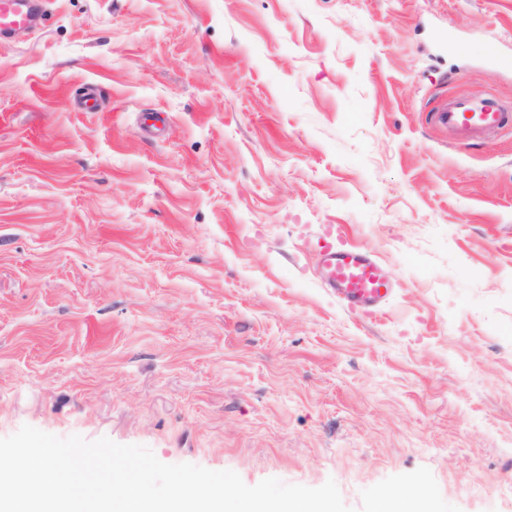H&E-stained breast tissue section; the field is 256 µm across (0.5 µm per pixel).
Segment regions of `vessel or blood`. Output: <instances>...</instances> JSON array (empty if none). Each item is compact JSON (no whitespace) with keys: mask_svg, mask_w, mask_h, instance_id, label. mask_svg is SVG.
<instances>
[{"mask_svg":"<svg viewBox=\"0 0 512 512\" xmlns=\"http://www.w3.org/2000/svg\"><path fill=\"white\" fill-rule=\"evenodd\" d=\"M40 2L0 0V39L36 29ZM432 118L459 145L512 130V111L491 94L449 97L434 110ZM321 268L322 285L335 289L348 307L370 313L392 294V284L379 261L356 246L327 245L321 254Z\"/></svg>","mask_w":512,"mask_h":512,"instance_id":"vessel-or-blood-1","label":"vessel or blood"}]
</instances>
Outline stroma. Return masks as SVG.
<instances>
[{
  "label": "stroma",
  "instance_id": "35a3bbf8",
  "mask_svg": "<svg viewBox=\"0 0 512 512\" xmlns=\"http://www.w3.org/2000/svg\"><path fill=\"white\" fill-rule=\"evenodd\" d=\"M45 8L0 43V438L331 479L354 512L425 467L512 512V134L429 121L512 106V0ZM328 242L383 265L374 313L320 284ZM432 118L458 145L512 130V113L492 94L451 96L432 112Z\"/></svg>",
  "mask_w": 512,
  "mask_h": 512
}]
</instances>
